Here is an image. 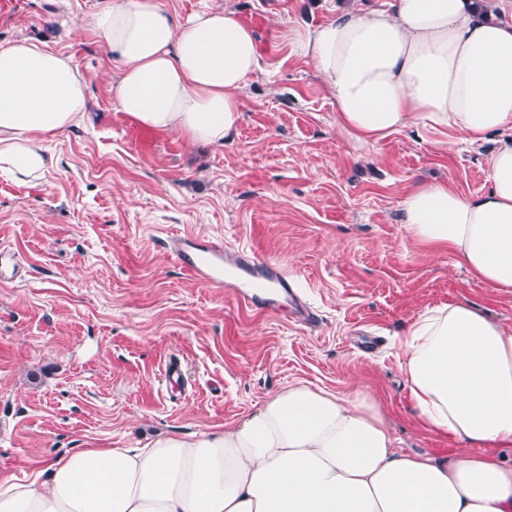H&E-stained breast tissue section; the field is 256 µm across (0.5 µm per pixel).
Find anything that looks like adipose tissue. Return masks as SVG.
<instances>
[{"mask_svg": "<svg viewBox=\"0 0 512 512\" xmlns=\"http://www.w3.org/2000/svg\"><path fill=\"white\" fill-rule=\"evenodd\" d=\"M386 0L350 8L288 43L323 78L354 144L409 127L494 140L487 193L419 184L402 222L452 251L477 280L512 293V0ZM87 26L118 64L113 95L142 126L223 144L259 67L231 10L179 18L157 0H105ZM85 84L46 44H0V171L51 166L42 142L81 119ZM412 409L467 447L453 461L396 448L380 404L291 383L219 432L141 448H73L23 479L0 478V512H512V328L466 303L427 308L402 343Z\"/></svg>", "mask_w": 512, "mask_h": 512, "instance_id": "1", "label": "adipose tissue"}]
</instances>
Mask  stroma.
I'll return each mask as SVG.
<instances>
[{
    "instance_id": "1",
    "label": "stroma",
    "mask_w": 512,
    "mask_h": 512,
    "mask_svg": "<svg viewBox=\"0 0 512 512\" xmlns=\"http://www.w3.org/2000/svg\"><path fill=\"white\" fill-rule=\"evenodd\" d=\"M158 2L182 18L233 10L256 37L259 68L224 144H193L119 109L117 67L85 25L101 0H0V43L27 38L71 57L87 97L79 123L44 140L54 163L43 177L0 171V246L20 263L0 281V477L60 448L220 431L296 382L363 389L402 452L454 459L463 445L411 408L401 340L448 302L512 327V293L413 242L402 203L427 181L485 193L491 144L410 128L358 146L338 130L330 92L285 34L351 0ZM186 231L287 269L317 328L242 311L190 276L161 245ZM374 337L380 347L364 352ZM171 361L186 391L167 382Z\"/></svg>"
}]
</instances>
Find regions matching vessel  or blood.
<instances>
[{
	"label": "vessel or blood",
	"instance_id": "1",
	"mask_svg": "<svg viewBox=\"0 0 512 512\" xmlns=\"http://www.w3.org/2000/svg\"><path fill=\"white\" fill-rule=\"evenodd\" d=\"M170 254L189 274L216 286L230 284L237 302L244 308L272 312L280 318L311 323L312 311L300 307L289 313L288 298L295 284L286 270L260 256L255 250L238 249L232 266L224 264V243L215 238L183 234L166 242Z\"/></svg>",
	"mask_w": 512,
	"mask_h": 512
}]
</instances>
